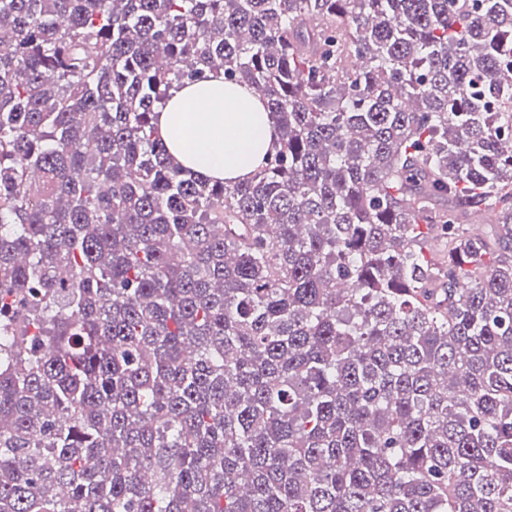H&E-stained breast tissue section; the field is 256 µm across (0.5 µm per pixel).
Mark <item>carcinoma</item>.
Returning a JSON list of instances; mask_svg holds the SVG:
<instances>
[{
  "label": "carcinoma",
  "instance_id": "obj_1",
  "mask_svg": "<svg viewBox=\"0 0 512 512\" xmlns=\"http://www.w3.org/2000/svg\"><path fill=\"white\" fill-rule=\"evenodd\" d=\"M0 512H512V0H0ZM159 114L169 153L194 174L221 181L246 177L261 166L278 130L257 95L205 71L171 90Z\"/></svg>",
  "mask_w": 512,
  "mask_h": 512
}]
</instances>
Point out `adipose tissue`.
<instances>
[{"instance_id":"1","label":"adipose tissue","mask_w":512,"mask_h":512,"mask_svg":"<svg viewBox=\"0 0 512 512\" xmlns=\"http://www.w3.org/2000/svg\"><path fill=\"white\" fill-rule=\"evenodd\" d=\"M159 128L169 153L184 168L221 181L249 175L278 139L257 95L209 71L172 90Z\"/></svg>"}]
</instances>
